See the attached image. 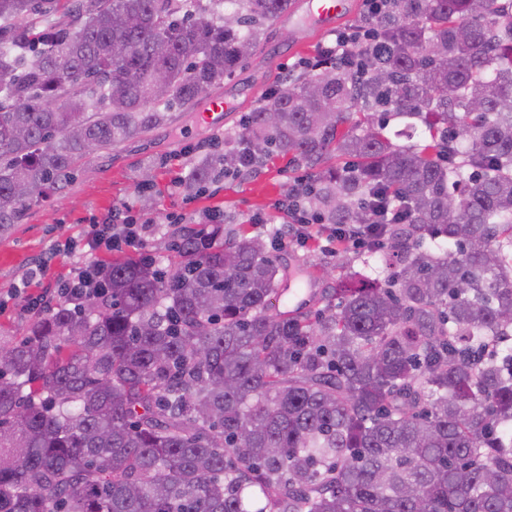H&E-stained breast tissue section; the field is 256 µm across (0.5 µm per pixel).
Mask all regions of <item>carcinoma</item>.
Segmentation results:
<instances>
[{"label": "carcinoma", "mask_w": 512, "mask_h": 512, "mask_svg": "<svg viewBox=\"0 0 512 512\" xmlns=\"http://www.w3.org/2000/svg\"><path fill=\"white\" fill-rule=\"evenodd\" d=\"M215 2L0 0L1 232L294 4ZM379 31L367 73L296 79L184 186L290 153L326 223L386 212L383 277L274 312L280 263L222 224L181 230L166 269L100 263L105 295L45 300L0 349V512H512V0H397Z\"/></svg>", "instance_id": "cac0c4a2"}]
</instances>
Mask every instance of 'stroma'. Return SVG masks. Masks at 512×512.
Here are the masks:
<instances>
[{"mask_svg":"<svg viewBox=\"0 0 512 512\" xmlns=\"http://www.w3.org/2000/svg\"><path fill=\"white\" fill-rule=\"evenodd\" d=\"M331 38L328 30L294 31L279 20L268 24L255 54L190 108L172 106L170 124L79 161L64 189L31 203L22 222L0 234V301L6 304L0 310V347L25 338L35 317L30 300L53 294L58 276H74L84 265L109 258V251L84 247L87 226L122 224L128 212L147 227L143 250L164 266L173 254L175 232L186 227L209 230V215L220 212L225 230L262 236L289 281L311 280L316 293L309 304L313 311L324 307L321 292L335 287L337 278L354 272L376 277L378 259L366 249L346 246L331 257L319 239L304 246L284 241L291 220L280 204L299 181L309 178L304 165L281 157L248 173L219 172L198 196L182 185L200 152L213 140L233 137L239 117L266 103L279 83L305 75V61L314 59ZM226 97L234 98L236 106L225 112L223 127L202 122L201 114L211 102ZM70 245L75 252L69 256L65 249ZM48 256L51 266L36 275V267Z\"/></svg>","mask_w":512,"mask_h":512,"instance_id":"stroma-1","label":"stroma"}]
</instances>
